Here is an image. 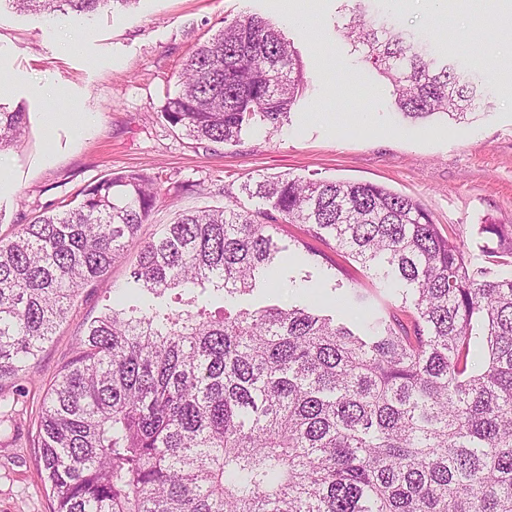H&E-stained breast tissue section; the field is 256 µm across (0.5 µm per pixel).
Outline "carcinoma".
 <instances>
[{"mask_svg":"<svg viewBox=\"0 0 512 512\" xmlns=\"http://www.w3.org/2000/svg\"><path fill=\"white\" fill-rule=\"evenodd\" d=\"M93 13L132 0H10ZM342 35L411 120L472 112L476 86L350 0ZM304 83L291 42L255 14L224 20L183 67L163 118L195 140L280 128ZM25 113L0 107V150ZM163 174H115L0 238V383L36 360L79 291L108 273L155 209ZM260 201L183 214L139 243L153 301L110 307L46 394L38 461L55 512H512V231L480 224L472 262L414 199L373 183L276 176ZM294 224L401 304L363 331L315 306L211 309L276 265Z\"/></svg>","mask_w":512,"mask_h":512,"instance_id":"carcinoma-1","label":"carcinoma"}]
</instances>
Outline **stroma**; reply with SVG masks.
Segmentation results:
<instances>
[{
	"mask_svg": "<svg viewBox=\"0 0 512 512\" xmlns=\"http://www.w3.org/2000/svg\"><path fill=\"white\" fill-rule=\"evenodd\" d=\"M346 0H132L94 14L20 12L0 0V106L22 110L19 141L0 151V237H12L36 216L103 177L163 173L160 200L139 237L148 240L178 214L220 207L236 192L239 207L257 202L240 193L243 181L278 175L370 182L423 205L435 224L456 236L472 261H481L480 224L512 225V31L501 27L488 0H448L433 20L393 0H373L379 20L426 44L436 59L453 48L477 88L466 119L403 120L393 88L341 36ZM258 14L290 39L305 85L289 124H257L236 144L195 141L160 115L167 94L197 47L225 20ZM312 14L313 27L290 23ZM82 46L71 53L64 40ZM339 62L330 69L328 60ZM46 74L52 94L31 93L28 81ZM83 112L95 120L82 130H47L44 114ZM297 228L276 240L290 257L276 288L261 286L241 306L304 304L319 297L324 314L351 290L363 306L345 305V318L398 305L396 287L364 277L359 265L326 257L296 261ZM130 247L109 273L83 288L65 320L28 373L0 385V512H53L55 502L38 470L37 421L48 389L73 359L90 322L113 299L125 297L137 259Z\"/></svg>",
	"mask_w": 512,
	"mask_h": 512,
	"instance_id": "1",
	"label": "stroma"
}]
</instances>
